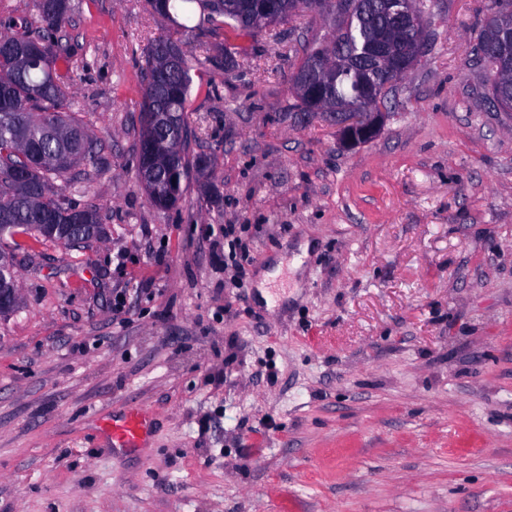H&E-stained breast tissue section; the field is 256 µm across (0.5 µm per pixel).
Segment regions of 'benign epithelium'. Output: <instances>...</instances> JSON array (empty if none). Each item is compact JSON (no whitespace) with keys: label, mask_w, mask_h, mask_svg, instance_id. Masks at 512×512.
I'll use <instances>...</instances> for the list:
<instances>
[{"label":"benign epithelium","mask_w":512,"mask_h":512,"mask_svg":"<svg viewBox=\"0 0 512 512\" xmlns=\"http://www.w3.org/2000/svg\"><path fill=\"white\" fill-rule=\"evenodd\" d=\"M386 9L399 19L413 16L412 0H386ZM420 36L414 42L404 46H395V40L386 34L376 38L372 45V54L384 57L389 62V75L384 88L369 100L371 112L365 113L356 105H347L340 108V112L333 114L325 112L298 113L299 120L310 122L319 117L336 126L338 142L345 149H353L378 137L384 128L389 113L382 110L381 103L390 89L403 80L405 75L421 60L428 45V31L426 24L418 25ZM295 83L303 98L315 101L324 96L326 87L321 84L306 82L302 77H295ZM20 289H0V313L12 309L19 298Z\"/></svg>","instance_id":"obj_1"}]
</instances>
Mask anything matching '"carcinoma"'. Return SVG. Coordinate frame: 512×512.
<instances>
[{"instance_id":"cac0c4a2","label":"carcinoma","mask_w":512,"mask_h":512,"mask_svg":"<svg viewBox=\"0 0 512 512\" xmlns=\"http://www.w3.org/2000/svg\"><path fill=\"white\" fill-rule=\"evenodd\" d=\"M154 12L172 16L191 3L207 12L211 32L237 41L236 52L261 30L257 19L266 0H148ZM68 0H40L39 25L24 17L5 20L0 32V240L24 250L25 238L61 242L63 237L90 241L102 227L93 205L81 208L82 226L72 227L75 208L59 199L61 186L75 166H98L101 143L74 117L66 113V96L72 58L65 28ZM506 6L490 0L477 34V44L492 46L480 58L498 85H490L494 101L512 112V16ZM322 12L336 18L332 40L340 43L347 63L335 74L324 76V60L330 43L310 49L296 68L328 78L330 98L356 100L368 89L385 83L383 69L371 63V44L389 30L391 17L382 0H325ZM194 62L168 39L153 43L147 51L143 75L155 74L150 88L142 89L137 175L149 201L160 209L175 206L183 196L182 182L192 174H209L208 160L191 148L193 132L188 123L190 72Z\"/></svg>"}]
</instances>
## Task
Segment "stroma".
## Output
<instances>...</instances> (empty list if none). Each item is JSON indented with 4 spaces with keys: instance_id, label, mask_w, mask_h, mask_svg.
Returning <instances> with one entry per match:
<instances>
[{
    "instance_id": "35a3bbf8",
    "label": "stroma",
    "mask_w": 512,
    "mask_h": 512,
    "mask_svg": "<svg viewBox=\"0 0 512 512\" xmlns=\"http://www.w3.org/2000/svg\"><path fill=\"white\" fill-rule=\"evenodd\" d=\"M487 0H431L432 47L372 142L294 115L331 20L234 67L199 8L70 0L68 110L102 144L60 200L103 236L32 243L0 316V512H512V112L472 52ZM196 56L208 179L155 208L136 176L158 38ZM252 260L239 286L224 228ZM137 408L142 447L105 426Z\"/></svg>"
}]
</instances>
